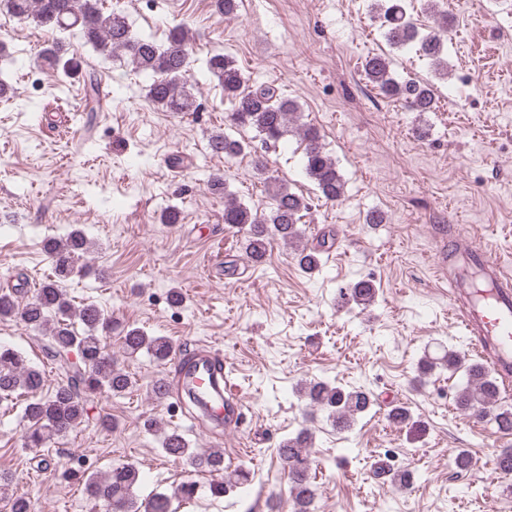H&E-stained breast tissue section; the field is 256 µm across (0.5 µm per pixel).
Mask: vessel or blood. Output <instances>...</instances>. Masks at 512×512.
Masks as SVG:
<instances>
[{"label": "vessel or blood", "instance_id": "obj_1", "mask_svg": "<svg viewBox=\"0 0 512 512\" xmlns=\"http://www.w3.org/2000/svg\"><path fill=\"white\" fill-rule=\"evenodd\" d=\"M461 265L450 290L453 313L468 333L487 348V366L503 382H512V280L485 251L460 245ZM218 354L200 352L185 369L201 394L216 380Z\"/></svg>", "mask_w": 512, "mask_h": 512}]
</instances>
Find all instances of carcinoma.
<instances>
[{
  "instance_id": "1",
  "label": "carcinoma",
  "mask_w": 512,
  "mask_h": 512,
  "mask_svg": "<svg viewBox=\"0 0 512 512\" xmlns=\"http://www.w3.org/2000/svg\"><path fill=\"white\" fill-rule=\"evenodd\" d=\"M7 2L12 15L59 33L76 28L95 51L107 56H123L135 70L149 74L152 81L146 86L145 97L153 106L175 114L195 111L197 92L187 80L191 48L182 27L172 28L166 43L159 44L150 37L134 33L127 18L119 12L104 10L101 0ZM403 2L376 0L375 10L381 19L383 36L397 49L418 47L431 61L438 78L447 79L448 59L443 57V46L448 34V14L437 9L438 0H424L438 31L423 34L407 15ZM40 62L56 72L62 83L84 71L87 109L96 111L98 79L94 73L83 70L81 60L67 56L64 40L59 39L44 48ZM207 69L223 86L224 98L231 102L232 109L226 115L230 126L255 132L263 149L296 134L303 144L305 174L315 183L318 198L327 203L342 200L344 176L326 152L320 131L298 123L300 106L297 101L285 96L273 84H249V78L236 60L221 51L210 54ZM363 72L384 96L403 102L410 111H435L433 85L397 76L388 57L380 54L366 57ZM209 146L214 154L231 159L250 148V143L229 134H216L211 136ZM254 169L267 184L271 199L269 210L260 212L231 198L224 202V223L245 232L250 258L261 263L272 242L292 245L300 239L298 224L302 212L309 209V202L269 174L264 155L254 156ZM335 243V234L330 231L322 235L315 247L295 248L297 266L304 272L317 269L321 265L320 255L329 252ZM88 249L89 241L84 233L75 229L66 240H52L46 245L54 274L34 290L31 299L19 300V288L0 290V319H18L26 328L47 335L45 355L63 375L54 391L45 394L43 373L21 351L0 345V400L20 402L22 418L27 422L24 434L27 448H43L76 429L88 416L86 394L100 392L122 397L132 387L130 375L117 365L103 342V335L116 329L112 318L94 302L85 303L79 309L72 307L63 287L74 271L76 260ZM340 293L347 301L366 308L374 302L377 289L372 281L363 279L340 289ZM77 323L82 328H76ZM120 340L128 358L144 351L164 363L173 350L166 337L148 336L138 328L122 330ZM73 352L79 361L70 360ZM436 368L462 375L463 383L456 394L458 410L492 420L504 434L512 432V408L498 405L500 386L489 376L484 364L470 363L466 356L454 351H446L439 357L426 355L418 363L423 375ZM296 394L306 405L328 411L340 431L353 427L375 405L372 393L364 387H343L323 379L299 385ZM311 444L310 429L303 427L295 435L281 440L276 448L278 459L287 469L291 512L316 510V489L309 476ZM162 448L197 472L224 473L223 480L209 485L215 497L223 496L230 489L244 490L249 485L247 469L240 466L229 469L224 465L221 450L190 448L177 431L164 435ZM375 475L379 478L388 475L392 482L406 485L410 483L411 472L393 471L382 465ZM140 483L139 469L132 464H121L103 477L86 476L84 485L88 497L102 503L106 512H170L171 497L164 493H153L138 501L136 489Z\"/></svg>"
}]
</instances>
